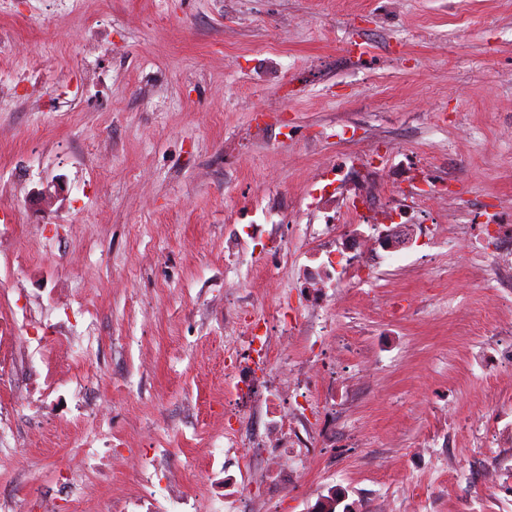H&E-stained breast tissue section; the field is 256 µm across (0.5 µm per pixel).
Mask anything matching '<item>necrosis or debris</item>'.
I'll return each mask as SVG.
<instances>
[{"mask_svg": "<svg viewBox=\"0 0 512 512\" xmlns=\"http://www.w3.org/2000/svg\"><path fill=\"white\" fill-rule=\"evenodd\" d=\"M322 194L313 196L307 215L321 218L310 229L311 260L302 267L305 288L300 316L256 318L247 300L248 288H225L224 313L230 339L224 346L227 378L224 388V443L210 445L231 453L240 477L224 491L211 492L205 502L192 503L175 483H168L163 512H260L258 490H275L306 480L314 470L317 447L336 437V364L324 361L301 345L302 328L317 325L333 330L332 317L341 309L340 292L348 283H370L386 254L409 238L433 236L445 217L435 203L451 195L453 179L431 180L427 165L394 164L388 156L367 149L346 165L325 163ZM266 222L283 226L282 234H265L251 225L250 236L267 235L268 248L258 255L260 273L288 268L291 228L303 214L276 197L262 208ZM494 239L489 254L501 287L512 288V225L502 205H487L470 214ZM54 361L90 354L91 346L63 323L49 325L40 339ZM262 419L264 429L249 435L246 425ZM106 469L96 452H85L70 469L65 496L37 494L35 512H107L102 499Z\"/></svg>", "mask_w": 512, "mask_h": 512, "instance_id": "obj_1", "label": "necrosis or debris"}]
</instances>
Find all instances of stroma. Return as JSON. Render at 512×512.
<instances>
[{
	"label": "stroma",
	"mask_w": 512,
	"mask_h": 512,
	"mask_svg": "<svg viewBox=\"0 0 512 512\" xmlns=\"http://www.w3.org/2000/svg\"><path fill=\"white\" fill-rule=\"evenodd\" d=\"M0 32V323L91 324L105 364L96 435L77 420L76 365L44 405L25 369L0 393L42 432L24 459L0 456L1 499L112 443L102 494L117 506L148 448L164 451L160 489L177 473L192 496L223 472L205 449L224 432V285L255 282L266 316L290 285L224 248L263 223L259 188L310 194L321 164L380 138L395 162L455 173L460 204L446 238L403 245L346 297L336 333L360 337L379 382L349 360L311 487L259 493L274 512L331 497L336 512H512V312L484 257L431 293L421 261L447 255L471 210L512 204V0H0ZM344 127L356 140L333 139ZM492 469L505 486L488 496Z\"/></svg>",
	"instance_id": "35a3bbf8"
}]
</instances>
